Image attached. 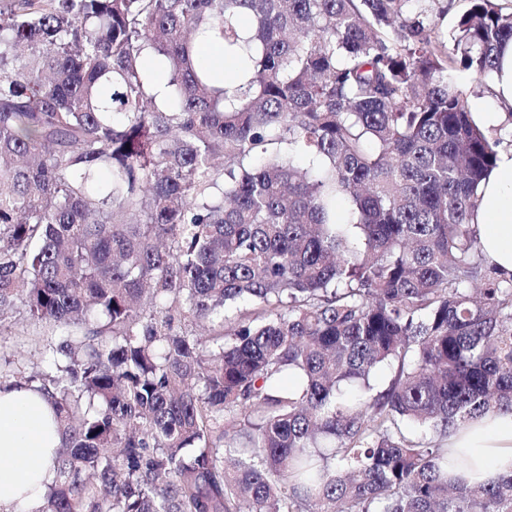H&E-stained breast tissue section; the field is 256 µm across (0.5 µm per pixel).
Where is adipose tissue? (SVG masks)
Segmentation results:
<instances>
[{"label":"adipose tissue","instance_id":"obj_1","mask_svg":"<svg viewBox=\"0 0 512 512\" xmlns=\"http://www.w3.org/2000/svg\"><path fill=\"white\" fill-rule=\"evenodd\" d=\"M496 107L478 106L474 118L488 128L504 122L512 108V42L501 52L494 75ZM476 222L488 262L512 274V148L501 150L480 189ZM62 437L53 408L37 391L0 381V512H40L45 484L55 478ZM449 447L468 459L467 484H489L512 472V414L468 421L450 436Z\"/></svg>","mask_w":512,"mask_h":512}]
</instances>
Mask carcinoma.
<instances>
[{
  "instance_id": "1",
  "label": "carcinoma",
  "mask_w": 512,
  "mask_h": 512,
  "mask_svg": "<svg viewBox=\"0 0 512 512\" xmlns=\"http://www.w3.org/2000/svg\"><path fill=\"white\" fill-rule=\"evenodd\" d=\"M438 2L0 0V312L51 330L18 375L63 436L40 512H512V474L448 479V436L512 413L475 224L512 130L448 70L490 79L512 11L471 0L450 49ZM199 61L204 65L222 68L225 74L234 69V62L224 55V46L220 40L203 45L199 50Z\"/></svg>"
}]
</instances>
